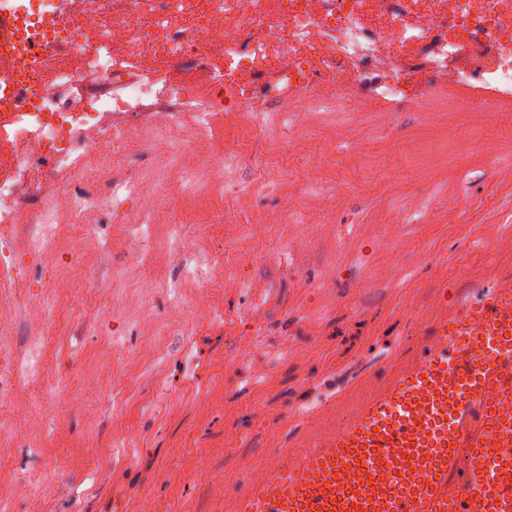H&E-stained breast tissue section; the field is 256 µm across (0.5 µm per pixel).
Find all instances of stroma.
Listing matches in <instances>:
<instances>
[{
	"mask_svg": "<svg viewBox=\"0 0 512 512\" xmlns=\"http://www.w3.org/2000/svg\"><path fill=\"white\" fill-rule=\"evenodd\" d=\"M164 77L200 98L193 185L148 136L112 170L140 189L59 215L47 252L0 226V512H212L249 459L303 447L311 407L414 355L438 296L512 272V98L474 112L437 80L354 117L281 111L280 83L252 112L193 59Z\"/></svg>",
	"mask_w": 512,
	"mask_h": 512,
	"instance_id": "35a3bbf8",
	"label": "stroma"
}]
</instances>
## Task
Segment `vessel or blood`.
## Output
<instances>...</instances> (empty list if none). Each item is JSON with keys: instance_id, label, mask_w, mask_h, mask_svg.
Listing matches in <instances>:
<instances>
[{"instance_id": "b4317fda", "label": "vessel or blood", "mask_w": 512, "mask_h": 512, "mask_svg": "<svg viewBox=\"0 0 512 512\" xmlns=\"http://www.w3.org/2000/svg\"><path fill=\"white\" fill-rule=\"evenodd\" d=\"M428 339L305 447L249 460L215 512H512V275L437 299Z\"/></svg>"}]
</instances>
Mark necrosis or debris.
Returning a JSON list of instances; mask_svg holds the SVG:
<instances>
[{
    "label": "necrosis or debris",
    "instance_id": "1",
    "mask_svg": "<svg viewBox=\"0 0 512 512\" xmlns=\"http://www.w3.org/2000/svg\"><path fill=\"white\" fill-rule=\"evenodd\" d=\"M15 20L9 68L15 91L0 109L15 150H0V224L19 223L23 204L46 181H60L49 207L36 216L45 232L31 240L48 248L58 213H77L133 192L111 183L107 194L78 196L66 187L87 151L110 174L126 128L115 112H141L149 124L179 132L170 83L132 76L123 62L149 50L159 63L195 55L212 84L240 106L255 108L256 79L269 74L293 90L289 112L313 80L324 91L316 109L367 110L373 98L400 97L406 85L437 79L501 98L512 97V0H0ZM219 53L223 65L212 68ZM79 56L77 69L47 76L51 56Z\"/></svg>",
    "mask_w": 512,
    "mask_h": 512
}]
</instances>
